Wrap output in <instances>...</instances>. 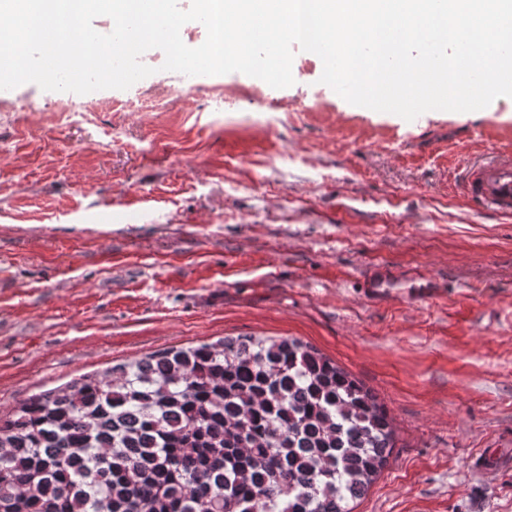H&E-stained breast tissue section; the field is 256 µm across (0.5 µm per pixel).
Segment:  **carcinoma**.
I'll return each instance as SVG.
<instances>
[{
  "instance_id": "1",
  "label": "carcinoma",
  "mask_w": 512,
  "mask_h": 512,
  "mask_svg": "<svg viewBox=\"0 0 512 512\" xmlns=\"http://www.w3.org/2000/svg\"><path fill=\"white\" fill-rule=\"evenodd\" d=\"M393 448L386 406L314 346L223 337L0 416V512H353Z\"/></svg>"
}]
</instances>
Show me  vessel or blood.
Instances as JSON below:
<instances>
[{
    "label": "vessel or blood",
    "mask_w": 512,
    "mask_h": 512,
    "mask_svg": "<svg viewBox=\"0 0 512 512\" xmlns=\"http://www.w3.org/2000/svg\"><path fill=\"white\" fill-rule=\"evenodd\" d=\"M460 189L473 206L498 215L512 214V149L470 165Z\"/></svg>",
    "instance_id": "obj_1"
}]
</instances>
